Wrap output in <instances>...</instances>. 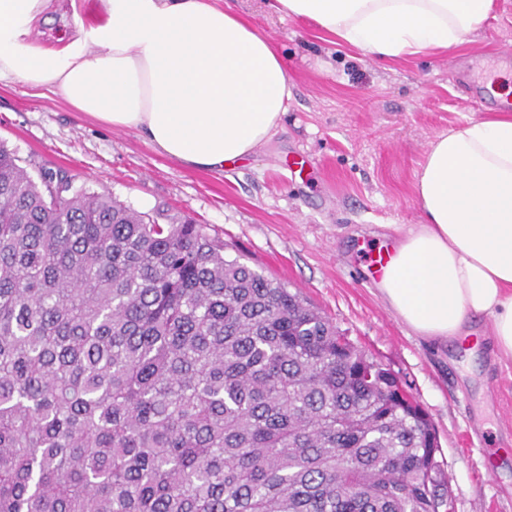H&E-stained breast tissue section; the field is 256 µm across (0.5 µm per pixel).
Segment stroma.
I'll return each mask as SVG.
<instances>
[{
	"instance_id": "35a3bbf8",
	"label": "stroma",
	"mask_w": 512,
	"mask_h": 512,
	"mask_svg": "<svg viewBox=\"0 0 512 512\" xmlns=\"http://www.w3.org/2000/svg\"><path fill=\"white\" fill-rule=\"evenodd\" d=\"M274 42L291 98L280 130L252 158L221 172L192 170L154 152L137 133L108 127L61 97L0 82V141L31 177L63 171L75 187L157 218L192 220L239 259L300 291L374 360L397 372L438 433V460L454 512H512V359L482 339L471 358L453 343L413 334L365 272L390 224H419L414 173L445 129L497 116L475 103L449 68L483 79L492 65L512 93V0H494L470 42L382 59L337 43L269 0H224ZM306 159L299 167L297 159Z\"/></svg>"
}]
</instances>
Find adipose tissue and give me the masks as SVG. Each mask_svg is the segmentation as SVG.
Wrapping results in <instances>:
<instances>
[{
  "mask_svg": "<svg viewBox=\"0 0 512 512\" xmlns=\"http://www.w3.org/2000/svg\"><path fill=\"white\" fill-rule=\"evenodd\" d=\"M67 0H0V81L59 94L102 124L138 133L158 154L211 171L273 138L291 92L271 40L220 0H98L89 23ZM383 58L469 41L493 0H273ZM70 13L60 49L33 33ZM424 221L394 224L375 287L416 335L476 340L483 318L512 357V114L440 133L414 174Z\"/></svg>",
  "mask_w": 512,
  "mask_h": 512,
  "instance_id": "adipose-tissue-1",
  "label": "adipose tissue"
}]
</instances>
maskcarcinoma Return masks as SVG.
Wrapping results in <instances>:
<instances>
[{"label":"carcinoma","mask_w":512,"mask_h":512,"mask_svg":"<svg viewBox=\"0 0 512 512\" xmlns=\"http://www.w3.org/2000/svg\"><path fill=\"white\" fill-rule=\"evenodd\" d=\"M423 412L205 225L0 142V512H445Z\"/></svg>","instance_id":"1"}]
</instances>
